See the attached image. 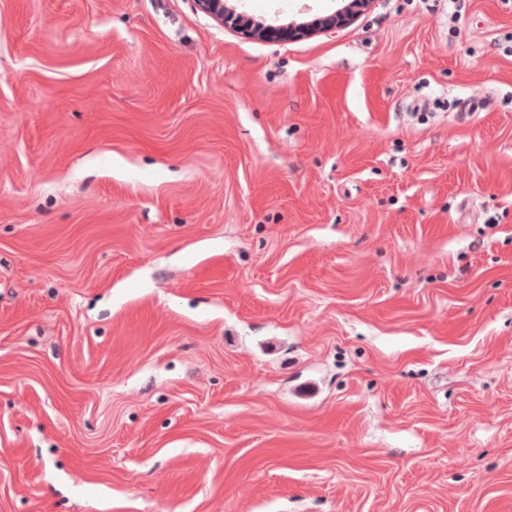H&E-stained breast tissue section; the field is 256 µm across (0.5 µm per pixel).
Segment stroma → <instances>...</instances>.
Segmentation results:
<instances>
[{"instance_id": "stroma-1", "label": "stroma", "mask_w": 512, "mask_h": 512, "mask_svg": "<svg viewBox=\"0 0 512 512\" xmlns=\"http://www.w3.org/2000/svg\"><path fill=\"white\" fill-rule=\"evenodd\" d=\"M0 512H512V0H0ZM197 9L219 25L231 23L238 33L255 40H268L277 36L313 37L330 34L346 24L354 22L368 10L371 0H338L339 7L331 14L312 20L292 21L288 26L275 25L265 18H254L237 11L235 0H194Z\"/></svg>"}]
</instances>
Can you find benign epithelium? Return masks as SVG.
Returning a JSON list of instances; mask_svg holds the SVG:
<instances>
[{
	"label": "benign epithelium",
	"mask_w": 512,
	"mask_h": 512,
	"mask_svg": "<svg viewBox=\"0 0 512 512\" xmlns=\"http://www.w3.org/2000/svg\"><path fill=\"white\" fill-rule=\"evenodd\" d=\"M339 7L331 14L312 20L292 21L288 26L275 25L265 18H254L237 11L235 0H195L197 9L216 23L234 22L238 33L255 40L277 36L313 37L330 34L355 21L368 10L371 0H338Z\"/></svg>",
	"instance_id": "7a95c632"
}]
</instances>
